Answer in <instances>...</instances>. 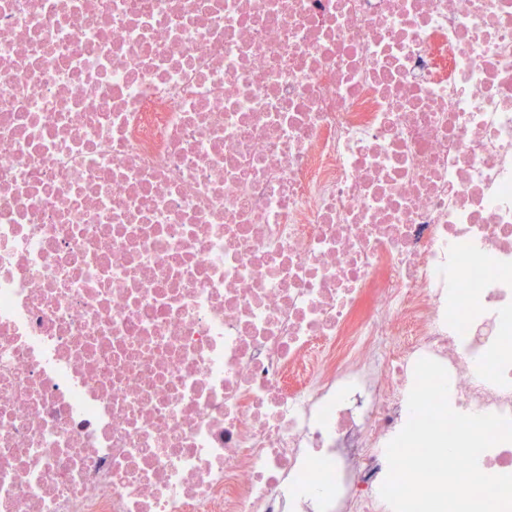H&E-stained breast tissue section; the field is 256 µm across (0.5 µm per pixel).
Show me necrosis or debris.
Returning <instances> with one entry per match:
<instances>
[{"label":"necrosis or debris","instance_id":"4bbe7bcc","mask_svg":"<svg viewBox=\"0 0 512 512\" xmlns=\"http://www.w3.org/2000/svg\"><path fill=\"white\" fill-rule=\"evenodd\" d=\"M422 358L512 417V0H0V512H391Z\"/></svg>","mask_w":512,"mask_h":512}]
</instances>
